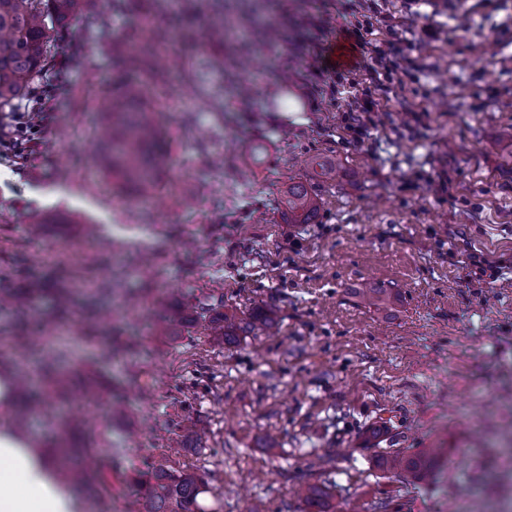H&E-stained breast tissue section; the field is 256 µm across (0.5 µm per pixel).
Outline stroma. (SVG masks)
Wrapping results in <instances>:
<instances>
[{
    "instance_id": "stroma-1",
    "label": "stroma",
    "mask_w": 512,
    "mask_h": 512,
    "mask_svg": "<svg viewBox=\"0 0 512 512\" xmlns=\"http://www.w3.org/2000/svg\"><path fill=\"white\" fill-rule=\"evenodd\" d=\"M138 3L91 0L97 23L59 30L51 134L23 155L0 146V289L25 297L0 302V377L36 376L62 347L95 392L46 396L25 432L54 456L82 444L59 412L93 410L115 512L134 471L165 462L199 475L203 512H305L303 482L340 512H512V0H385L397 35L378 22L364 39L396 37L407 73L370 81L358 141L349 93L321 95L356 71L330 62L339 0ZM132 30L181 35L149 96L173 166L147 210L96 172L88 131ZM311 159L343 171L322 181ZM292 177L321 199L314 223L282 215ZM370 287L395 298L369 304ZM257 308L277 333L209 336L211 317ZM27 334L30 359L10 343ZM382 447L440 448L445 466L399 482Z\"/></svg>"
}]
</instances>
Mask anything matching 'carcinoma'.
<instances>
[{"label": "carcinoma", "instance_id": "obj_1", "mask_svg": "<svg viewBox=\"0 0 512 512\" xmlns=\"http://www.w3.org/2000/svg\"><path fill=\"white\" fill-rule=\"evenodd\" d=\"M86 0H0V106L11 104L27 94L29 88L45 76L49 47L56 32L83 14ZM116 67L129 71L162 69L161 57L145 42L136 50H123L114 58ZM104 146L98 164L110 177H118L122 185L141 199L151 197L159 187L160 173L169 167V152L162 146V122L166 116L158 112L143 96L142 89L123 82L112 87L103 109ZM283 205L290 224H311L321 201L314 188L303 182L289 181ZM275 327L272 318L256 311L246 318L224 314L209 322L210 334L228 342L239 332L266 333ZM20 407L15 419L21 422L40 407L39 398L19 385ZM381 470L398 480L414 482L441 469V454L436 448L411 452L392 448L378 454ZM99 466L97 452L83 449L76 464L68 469L75 478ZM203 483L188 469H169L149 465L128 480L124 492L125 512H203L198 502ZM306 512H336L327 489L310 483L299 488Z\"/></svg>", "mask_w": 512, "mask_h": 512}]
</instances>
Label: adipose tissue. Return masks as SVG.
<instances>
[{
  "label": "adipose tissue",
  "instance_id": "obj_1",
  "mask_svg": "<svg viewBox=\"0 0 512 512\" xmlns=\"http://www.w3.org/2000/svg\"><path fill=\"white\" fill-rule=\"evenodd\" d=\"M0 512H83L80 495L62 484L29 435L0 427Z\"/></svg>",
  "mask_w": 512,
  "mask_h": 512
}]
</instances>
